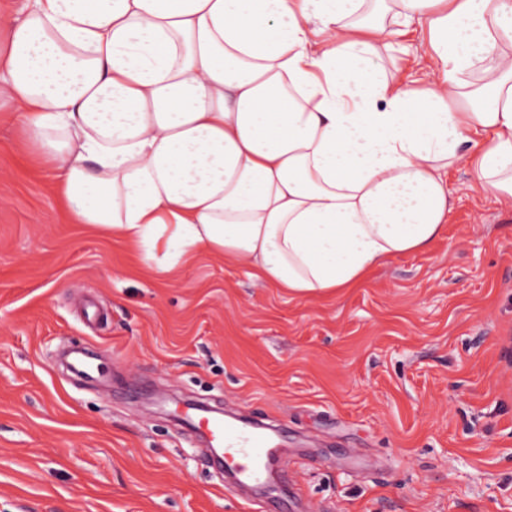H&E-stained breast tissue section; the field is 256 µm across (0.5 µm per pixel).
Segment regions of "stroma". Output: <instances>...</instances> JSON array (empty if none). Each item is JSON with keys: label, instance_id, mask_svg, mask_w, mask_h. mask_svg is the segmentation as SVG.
Masks as SVG:
<instances>
[{"label": "stroma", "instance_id": "obj_1", "mask_svg": "<svg viewBox=\"0 0 512 512\" xmlns=\"http://www.w3.org/2000/svg\"><path fill=\"white\" fill-rule=\"evenodd\" d=\"M448 174L427 249L294 296L199 256L161 274L75 223L0 106V512H248L146 383L284 427L292 512H512V209ZM110 353L113 391L63 347Z\"/></svg>", "mask_w": 512, "mask_h": 512}]
</instances>
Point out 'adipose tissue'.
Here are the masks:
<instances>
[{
    "label": "adipose tissue",
    "instance_id": "adipose-tissue-1",
    "mask_svg": "<svg viewBox=\"0 0 512 512\" xmlns=\"http://www.w3.org/2000/svg\"><path fill=\"white\" fill-rule=\"evenodd\" d=\"M10 28L0 102L77 222L158 272L350 287L441 236L463 160L512 207V0H24Z\"/></svg>",
    "mask_w": 512,
    "mask_h": 512
}]
</instances>
